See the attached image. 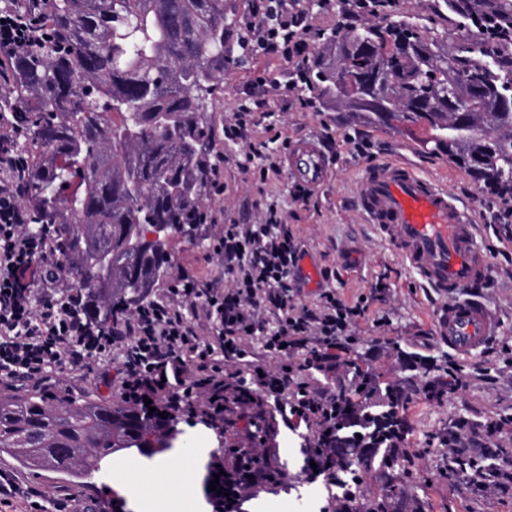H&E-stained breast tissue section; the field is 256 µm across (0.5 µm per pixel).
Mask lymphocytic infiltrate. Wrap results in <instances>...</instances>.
I'll return each mask as SVG.
<instances>
[{
	"label": "lymphocytic infiltrate",
	"instance_id": "obj_1",
	"mask_svg": "<svg viewBox=\"0 0 512 512\" xmlns=\"http://www.w3.org/2000/svg\"><path fill=\"white\" fill-rule=\"evenodd\" d=\"M34 4L25 20L0 9V59L24 49L44 0ZM307 30L305 15L289 10L288 0H250L240 46L248 56L278 53L291 60L302 55ZM16 134L15 126L0 123V382L46 384L54 374H106L116 365L121 402L143 414L156 409L167 428L183 420L213 427L223 419L225 404L241 410L271 399L284 426L323 429L314 410L334 401L335 388L292 390V368L281 357L305 349L317 357V373H334L337 337L354 335L369 306L363 299L346 303L331 291L321 293L316 307L298 305L293 269L300 255L277 211L260 224L225 225L213 253L224 263L230 288L183 277L182 287L150 299L115 331L88 318L87 293L65 272L53 226L29 232L18 181L23 161L10 148ZM257 336L279 365L225 374V365L246 362V346ZM116 351L122 356L117 364ZM237 456L232 469L218 457L208 467L219 477L218 491L205 494L213 512H240L247 490L271 482L274 449L241 448ZM248 457L255 467L241 466ZM15 499L30 505V512H121L123 507L116 499L88 504L57 497L0 472V505Z\"/></svg>",
	"mask_w": 512,
	"mask_h": 512
}]
</instances>
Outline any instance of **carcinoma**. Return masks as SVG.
I'll return each instance as SVG.
<instances>
[{
  "label": "carcinoma",
  "instance_id": "obj_1",
  "mask_svg": "<svg viewBox=\"0 0 512 512\" xmlns=\"http://www.w3.org/2000/svg\"><path fill=\"white\" fill-rule=\"evenodd\" d=\"M224 19V0H48L42 25L49 36L0 64L9 89L0 95V120L22 130L14 150L27 166L23 203L32 223L54 225L68 271L108 258L109 288L85 285L90 312L107 324L132 314L165 277L167 261L138 236L153 224L188 233L204 218L207 99L232 54ZM436 42L404 15L339 25L301 81L310 99L366 112L376 125L410 134L432 129L419 139L426 152L510 202L512 59L489 61L485 39L452 58ZM340 67L379 79L338 100L331 91ZM394 348L400 380H381L352 346L345 364L359 376L336 389L332 441L351 452L330 461L328 493L356 508L368 473L392 477L365 512H389L419 472L423 449L408 445L409 404L419 394L440 401L458 389L447 369L425 383L433 363ZM172 438L119 404L0 392V453L32 472L84 479L123 448L151 457ZM500 453L451 448L443 475L478 488L499 472Z\"/></svg>",
  "mask_w": 512,
  "mask_h": 512
}]
</instances>
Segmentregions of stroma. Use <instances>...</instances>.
<instances>
[{"mask_svg": "<svg viewBox=\"0 0 512 512\" xmlns=\"http://www.w3.org/2000/svg\"><path fill=\"white\" fill-rule=\"evenodd\" d=\"M311 31L305 37L307 53H315L324 32L345 22L339 8L324 0H299ZM392 13L404 14L424 30L442 34V47L456 53L472 42L460 19L448 9L447 0H395ZM297 62L271 55L256 56L242 65L227 64L208 103V118L213 127L210 159L224 180V191L207 194L204 209L206 223L196 225L191 234H171L168 239L167 286L180 276H202L219 288L230 285L223 266L211 259L213 239L225 224L262 223L268 208L277 209L291 229L303 254L302 265L316 270L297 302L315 306L325 290L335 291L348 302L366 297L370 307L360 320L357 334L359 350L369 365L384 380L400 374L396 348L433 359L445 367L462 368L461 386L443 402L417 398L407 419L411 427L408 442L422 449L420 473L405 493L393 499L394 512H512V488L489 493L479 489L465 492L460 481L442 476L447 449L427 447L428 434L455 432L458 420L486 423L512 417V216L511 205L478 188L474 180L453 165L448 158L425 153L415 137L371 124L364 116L339 112L332 107L310 103L300 88H288L285 82L298 71ZM263 74L265 86H256V74ZM253 111L254 125L247 138L231 139L224 128L239 109ZM312 137L332 145L336 168L327 185L299 199L296 184L284 175L260 179L261 158L251 155L252 146H262L264 156L281 160L287 142ZM368 142V154L397 157L414 166L425 177L470 203V214L478 231L476 244L490 257L491 288L482 297L499 324L496 339L475 356H459L442 346L434 334V313L439 296L420 287L409 270L375 225L366 223L353 206L351 187L366 154L356 145ZM386 318L388 344L377 345L373 322ZM225 437L204 425L179 424L181 439L199 441L202 447L223 454L228 448L246 447L249 428L236 414L227 413ZM310 432L306 426L279 427L274 442L277 465L288 472L289 481L254 492L252 503L264 512H324L328 492L323 479L308 477L309 462L302 454ZM0 471L28 484L43 487L54 494L72 493L84 498L99 496L112 486V471L89 480L45 472L35 474L16 466L9 456L0 454Z\"/></svg>", "mask_w": 512, "mask_h": 512, "instance_id": "stroma-1", "label": "stroma"}]
</instances>
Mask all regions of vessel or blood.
Listing matches in <instances>:
<instances>
[{
	"label": "vessel or blood",
	"mask_w": 512,
	"mask_h": 512,
	"mask_svg": "<svg viewBox=\"0 0 512 512\" xmlns=\"http://www.w3.org/2000/svg\"><path fill=\"white\" fill-rule=\"evenodd\" d=\"M334 154L320 141H292L283 168L290 182L315 192L329 180ZM367 223L377 225L391 246L443 298L436 334L449 352L470 356L489 344L498 325L481 293L490 260L475 244L476 225L458 198L400 160H368L356 186Z\"/></svg>",
	"instance_id": "1"
}]
</instances>
